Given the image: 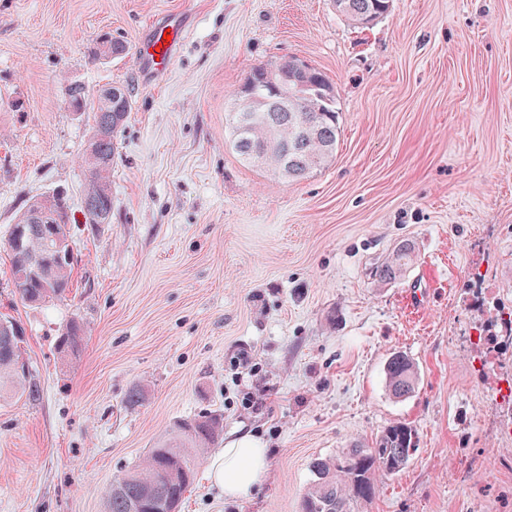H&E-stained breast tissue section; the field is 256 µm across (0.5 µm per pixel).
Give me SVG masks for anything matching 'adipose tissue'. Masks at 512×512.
I'll return each instance as SVG.
<instances>
[{
    "instance_id": "ef3b65f1",
    "label": "adipose tissue",
    "mask_w": 512,
    "mask_h": 512,
    "mask_svg": "<svg viewBox=\"0 0 512 512\" xmlns=\"http://www.w3.org/2000/svg\"><path fill=\"white\" fill-rule=\"evenodd\" d=\"M271 452L250 438L226 443L210 464L214 485L230 499L255 492L264 483Z\"/></svg>"
}]
</instances>
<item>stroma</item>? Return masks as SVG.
Wrapping results in <instances>:
<instances>
[{"label":"stroma","instance_id":"stroma-1","mask_svg":"<svg viewBox=\"0 0 512 512\" xmlns=\"http://www.w3.org/2000/svg\"><path fill=\"white\" fill-rule=\"evenodd\" d=\"M181 11L170 71L146 76L138 42ZM105 33L127 54L96 57ZM288 56L327 75L341 123L332 161L297 182L226 143L234 92ZM115 83L132 111L112 221L72 226L71 293L30 306L4 242L34 199L63 193L80 215L92 114L68 89ZM403 240L413 264L373 279ZM479 269L512 304V0H392L366 28L330 0H0V314L43 389L0 397V512H106L113 483L205 411L223 413L225 439L270 448L271 468L228 501L201 464L181 512H301L315 459L396 422L417 449L376 474L363 512H512V440L497 431L512 344L478 370ZM74 320L72 357L57 345ZM395 351L418 368L404 399L385 387Z\"/></svg>","mask_w":512,"mask_h":512}]
</instances>
